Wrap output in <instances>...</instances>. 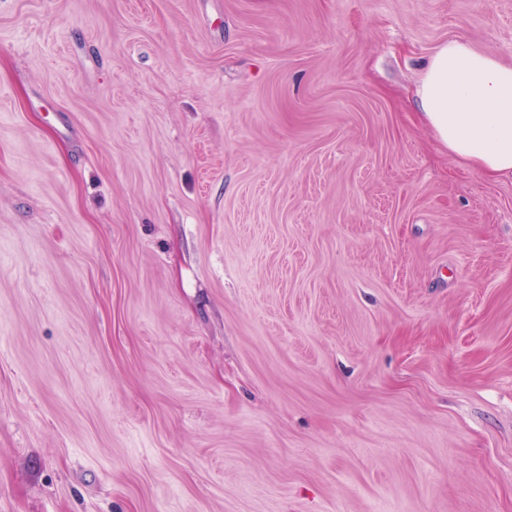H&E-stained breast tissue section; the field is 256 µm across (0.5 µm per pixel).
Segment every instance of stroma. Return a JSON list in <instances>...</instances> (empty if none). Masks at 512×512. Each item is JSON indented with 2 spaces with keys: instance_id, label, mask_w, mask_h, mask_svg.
I'll use <instances>...</instances> for the list:
<instances>
[{
  "instance_id": "35a3bbf8",
  "label": "stroma",
  "mask_w": 512,
  "mask_h": 512,
  "mask_svg": "<svg viewBox=\"0 0 512 512\" xmlns=\"http://www.w3.org/2000/svg\"><path fill=\"white\" fill-rule=\"evenodd\" d=\"M451 40L512 65V0H0V512H512Z\"/></svg>"
}]
</instances>
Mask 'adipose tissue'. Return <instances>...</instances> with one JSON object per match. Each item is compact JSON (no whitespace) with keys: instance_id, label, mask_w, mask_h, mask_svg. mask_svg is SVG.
<instances>
[{"instance_id":"1","label":"adipose tissue","mask_w":512,"mask_h":512,"mask_svg":"<svg viewBox=\"0 0 512 512\" xmlns=\"http://www.w3.org/2000/svg\"><path fill=\"white\" fill-rule=\"evenodd\" d=\"M424 123L457 163L512 178V66L453 40L426 63L417 91Z\"/></svg>"}]
</instances>
